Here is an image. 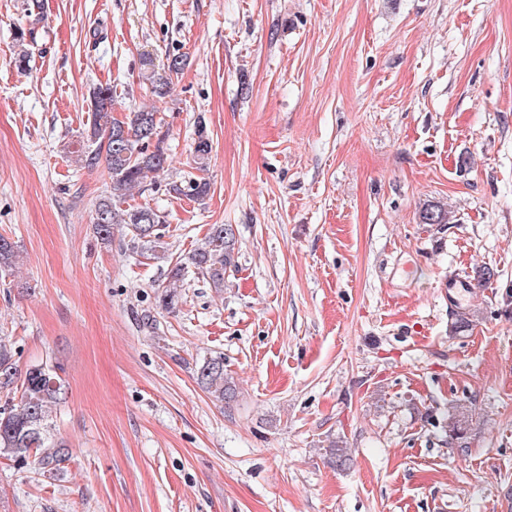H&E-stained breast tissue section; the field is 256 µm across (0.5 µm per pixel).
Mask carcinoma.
Listing matches in <instances>:
<instances>
[{
    "instance_id": "obj_1",
    "label": "carcinoma",
    "mask_w": 512,
    "mask_h": 512,
    "mask_svg": "<svg viewBox=\"0 0 512 512\" xmlns=\"http://www.w3.org/2000/svg\"><path fill=\"white\" fill-rule=\"evenodd\" d=\"M34 38V30L16 32L21 50L16 66L24 70L29 66L30 53L26 40ZM185 58L174 55L167 66L158 70L149 58L143 61V77L153 93L163 98L170 91L173 78L183 71ZM114 86L105 83L93 86L89 93V128L84 144H77L70 151L72 160L79 167L93 170L100 162L106 163L110 177V194L100 200L95 209L93 224L96 233L105 242L112 241L113 229L124 225L132 239L142 242L158 254L162 248V233L166 219L159 211L143 205L125 206L133 189L156 178L164 172L167 157L161 146L157 112H132L124 120L112 116ZM211 152V143L203 125H198L194 147V162L204 168ZM210 189L203 179H190L185 183L165 184L167 193L175 197L200 200ZM424 224H447L450 216L440 206L426 208L421 215ZM17 250L14 242L0 235V272L16 266ZM236 267V237L230 224H213L209 227L200 246L169 272V285L158 295L159 306L174 310L181 295L179 283L202 279L211 287L224 288L227 270ZM19 369L14 346L0 339V393L11 392L20 386L18 404L5 402L0 405V455L18 463L36 456L43 475L53 476L66 461L68 451L63 443L52 441L49 424L53 409L64 400L63 383L56 367L33 365L27 368L23 381H18ZM197 383L215 401L230 403L237 396L234 379L224 371V357L206 359L196 372Z\"/></svg>"
}]
</instances>
